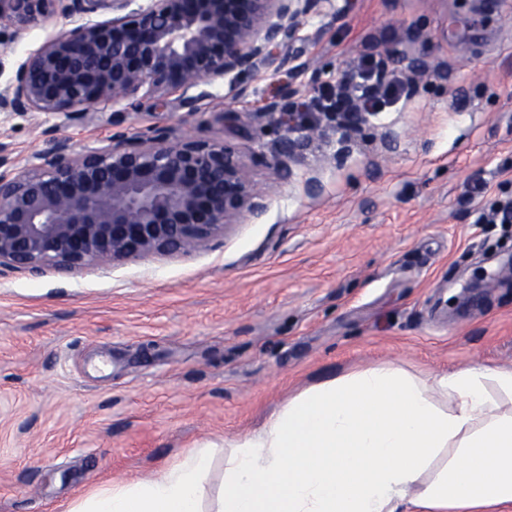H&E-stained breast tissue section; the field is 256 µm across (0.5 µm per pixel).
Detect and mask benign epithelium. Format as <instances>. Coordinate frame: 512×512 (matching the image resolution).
Wrapping results in <instances>:
<instances>
[{"label":"benign epithelium","instance_id":"7a95c632","mask_svg":"<svg viewBox=\"0 0 512 512\" xmlns=\"http://www.w3.org/2000/svg\"><path fill=\"white\" fill-rule=\"evenodd\" d=\"M0 0V27L21 38L55 16L87 18L48 37L0 86V112L94 119L101 103H121L107 122L153 112L176 92L186 116L206 113L202 82L297 68L304 19L329 0ZM110 12L106 20H93ZM282 82L262 114L281 132L272 165L291 175L316 142L358 129L359 112H292ZM223 131L250 139L251 115L212 112ZM47 146L20 165L0 140V270L69 272L140 255L187 254L249 215L267 209L268 191L251 177L244 150L173 126L117 131L76 149L44 130Z\"/></svg>","mask_w":512,"mask_h":512}]
</instances>
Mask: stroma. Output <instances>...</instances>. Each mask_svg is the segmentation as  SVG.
<instances>
[{"mask_svg": "<svg viewBox=\"0 0 512 512\" xmlns=\"http://www.w3.org/2000/svg\"><path fill=\"white\" fill-rule=\"evenodd\" d=\"M82 22L1 40L0 83ZM301 36V98L371 51L403 71L422 57L424 71L287 179L259 113L280 75L201 84L216 111L252 116L260 219L188 254L0 274V512H57L204 446L210 496L225 442L309 386L381 363L512 367V223L484 221L512 201V0H330ZM50 127L79 148L113 133L4 114L0 140L25 160Z\"/></svg>", "mask_w": 512, "mask_h": 512, "instance_id": "obj_1", "label": "stroma"}]
</instances>
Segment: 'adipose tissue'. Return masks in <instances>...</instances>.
Here are the masks:
<instances>
[{"label":"adipose tissue","instance_id":"obj_1","mask_svg":"<svg viewBox=\"0 0 512 512\" xmlns=\"http://www.w3.org/2000/svg\"><path fill=\"white\" fill-rule=\"evenodd\" d=\"M146 481L115 482L63 512H500L512 505V368L439 376L381 364L295 394L224 450Z\"/></svg>","mask_w":512,"mask_h":512}]
</instances>
